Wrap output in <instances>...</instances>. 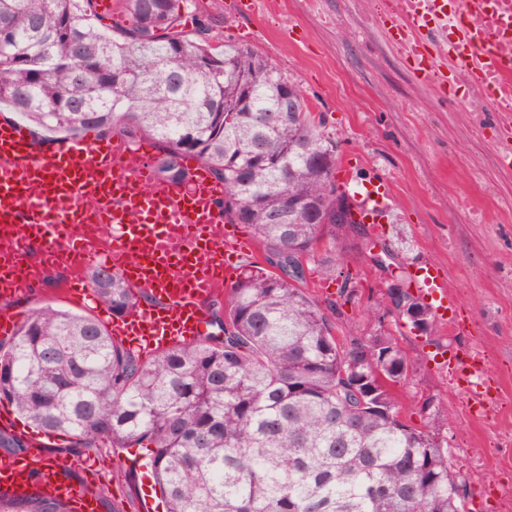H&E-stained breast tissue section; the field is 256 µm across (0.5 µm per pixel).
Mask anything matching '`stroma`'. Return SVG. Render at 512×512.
<instances>
[{"instance_id": "35a3bbf8", "label": "stroma", "mask_w": 512, "mask_h": 512, "mask_svg": "<svg viewBox=\"0 0 512 512\" xmlns=\"http://www.w3.org/2000/svg\"><path fill=\"white\" fill-rule=\"evenodd\" d=\"M195 0L219 21L216 44H243L298 85L333 138L347 173L384 185L388 208L382 236L413 266L437 267L457 296L467 331L442 326V344L481 353L500 382L493 413L478 417L437 346L403 329L399 344L420 361L402 396L411 425L448 443L452 469L468 488L469 512H512V168L498 159L508 142L503 121L470 89L449 45L430 47L436 68L454 82L441 97L406 61L405 49L381 24L390 0ZM360 294L344 311L359 332L384 326L370 310L382 278L360 270ZM67 277L50 272L9 298L0 313L17 317L51 306L85 308L67 292ZM440 343V344H441ZM438 407L424 412L418 400ZM49 464L76 460L74 481L101 492L100 512H142L141 449L99 448L72 454L66 442L44 451Z\"/></svg>"}]
</instances>
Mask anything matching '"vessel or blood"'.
<instances>
[{"instance_id": "1", "label": "vessel or blood", "mask_w": 512, "mask_h": 512, "mask_svg": "<svg viewBox=\"0 0 512 512\" xmlns=\"http://www.w3.org/2000/svg\"><path fill=\"white\" fill-rule=\"evenodd\" d=\"M385 19L424 80L444 87L448 78L431 61L429 39L453 35L455 62L481 98L500 110L512 89V0H393ZM150 142L110 137L69 138L37 150L22 127L0 123V295L11 296L37 281L27 247L42 245L43 263L87 267L111 264L131 288L156 297L108 318L116 338L145 355L203 336L205 300L235 273L246 244L224 218V186L192 164L188 185L160 181ZM436 318L464 329L460 303L437 269L414 270ZM453 371L476 414L494 399L481 354L449 350ZM52 440L31 437L25 456L0 463V493L23 496L40 488L69 502L76 512H97L88 486L75 483L68 466L47 465Z\"/></svg>"}]
</instances>
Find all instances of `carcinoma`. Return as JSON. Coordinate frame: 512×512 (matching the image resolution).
<instances>
[{
  "label": "carcinoma",
  "mask_w": 512,
  "mask_h": 512,
  "mask_svg": "<svg viewBox=\"0 0 512 512\" xmlns=\"http://www.w3.org/2000/svg\"><path fill=\"white\" fill-rule=\"evenodd\" d=\"M95 0H0V104L76 137L94 129L156 146L153 167L185 185L188 159L224 183L261 260L211 301L214 331L148 359L98 319L50 306L0 340V403L76 450L146 448L166 512H467L448 448L395 415L409 385L383 326L360 336L307 276L357 279L330 221L361 203L339 182L336 142L298 86L255 51L212 49L215 19L190 0H115L130 26L99 22ZM293 103L296 119H282ZM302 202L270 222L284 196ZM321 243L308 271L292 255ZM86 279L116 316L137 304L122 275ZM11 457L26 453L0 432ZM0 512H72L52 497H0Z\"/></svg>",
  "instance_id": "1"
}]
</instances>
